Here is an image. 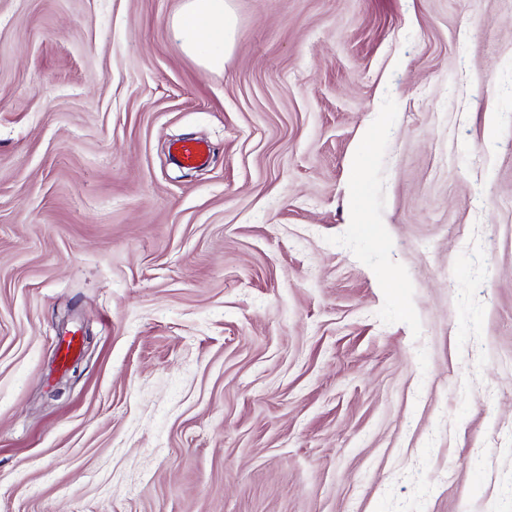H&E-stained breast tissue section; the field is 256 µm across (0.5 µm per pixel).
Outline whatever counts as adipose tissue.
<instances>
[{"label":"adipose tissue","instance_id":"obj_1","mask_svg":"<svg viewBox=\"0 0 512 512\" xmlns=\"http://www.w3.org/2000/svg\"><path fill=\"white\" fill-rule=\"evenodd\" d=\"M182 49L206 69L222 68L236 36V17L228 0H185L171 25Z\"/></svg>","mask_w":512,"mask_h":512}]
</instances>
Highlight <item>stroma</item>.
<instances>
[{
	"label": "stroma",
	"instance_id": "obj_1",
	"mask_svg": "<svg viewBox=\"0 0 512 512\" xmlns=\"http://www.w3.org/2000/svg\"><path fill=\"white\" fill-rule=\"evenodd\" d=\"M182 3L0 0V512H512V0ZM171 25L182 49L206 69L224 67L236 36V17L227 0H184ZM169 149L184 168H201L207 166L211 160V147L204 141L179 139L173 141Z\"/></svg>",
	"mask_w": 512,
	"mask_h": 512
}]
</instances>
